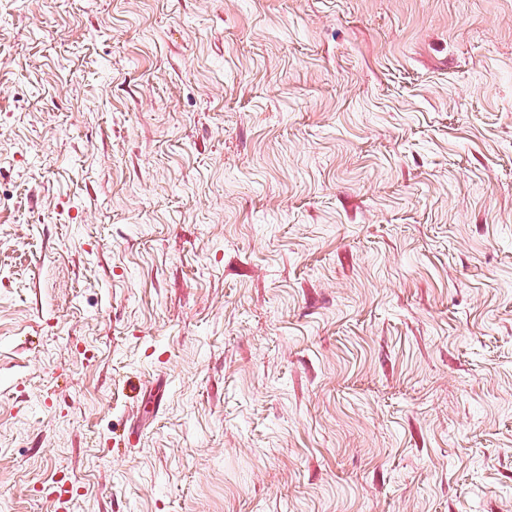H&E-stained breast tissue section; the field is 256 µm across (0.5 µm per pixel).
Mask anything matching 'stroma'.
Wrapping results in <instances>:
<instances>
[{
    "label": "stroma",
    "instance_id": "obj_1",
    "mask_svg": "<svg viewBox=\"0 0 512 512\" xmlns=\"http://www.w3.org/2000/svg\"><path fill=\"white\" fill-rule=\"evenodd\" d=\"M512 512V0H0V512ZM76 492L77 490L73 487L69 488L65 482L54 480L45 488V497L50 503L51 511L70 512Z\"/></svg>",
    "mask_w": 512,
    "mask_h": 512
}]
</instances>
